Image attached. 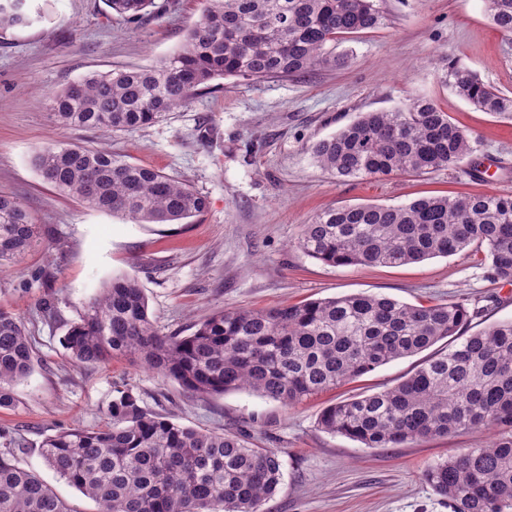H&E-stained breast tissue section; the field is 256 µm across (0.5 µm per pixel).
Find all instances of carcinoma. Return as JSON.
Segmentation results:
<instances>
[{
	"mask_svg": "<svg viewBox=\"0 0 512 512\" xmlns=\"http://www.w3.org/2000/svg\"><path fill=\"white\" fill-rule=\"evenodd\" d=\"M25 0H0V28L30 22ZM493 24L512 34V0H489ZM131 20L154 0H106ZM374 0H205L179 49L149 68L93 74L52 93L62 127L122 130L155 123L210 82L299 76L338 66L331 45L381 24ZM444 81L476 108L512 120V96L460 63ZM479 141L433 102L362 112L311 147L317 165L343 180L428 174L457 166ZM40 176L88 207L137 224H181L207 198L190 185L103 147L52 143L35 156ZM42 244L22 203L0 195V272ZM483 251L487 276L512 284V194L428 195L402 205L326 209L301 226L296 247L331 266L398 267ZM464 304L413 305L350 294L262 310L218 312L186 336H162L137 279L119 275L86 304L64 346L76 363L138 359L200 397L236 391L293 406L394 360L447 340L398 384L325 407L318 426L365 448H396L462 430L496 429L489 445L437 462L424 480L451 512H512V321L465 335ZM34 369L24 324L0 309V407ZM112 424L44 438L46 466L93 500L98 512H261L282 481L280 452L238 432L200 431L142 410L129 388L108 406ZM0 512H75L39 474L19 465L0 430Z\"/></svg>",
	"mask_w": 512,
	"mask_h": 512,
	"instance_id": "obj_1",
	"label": "carcinoma"
}]
</instances>
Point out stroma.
<instances>
[{"label":"stroma","instance_id":"obj_1","mask_svg":"<svg viewBox=\"0 0 512 512\" xmlns=\"http://www.w3.org/2000/svg\"><path fill=\"white\" fill-rule=\"evenodd\" d=\"M382 25L337 43L345 64L304 76L215 80L189 104L141 128L58 127L52 92L94 73L148 66L170 56L198 20L201 0H155L134 22L105 0H26L29 25L0 29V194L16 197L43 232L42 246L0 273V308L18 316L37 364L0 408L20 466L53 483L75 512L95 503L57 480L39 453L43 438L109 422L115 388H132L144 410L205 431L232 430L280 452L283 481L265 512H450L425 482L429 465L493 441L460 431L402 448H364L319 429L326 405L393 386L420 356L294 406L248 392L199 398L141 362L75 363L62 345L89 299L113 276L132 273L160 334H190L220 311L264 309L356 293L409 304L460 302L469 332L512 320V285L485 276L483 252L467 249L399 266H336L295 242L315 214L341 205H398L431 194L512 193V121L476 109L443 82L448 61L469 66L512 94V35L498 31L488 0H378ZM425 98L479 140L456 167L423 176L340 181L318 168L313 141L359 113ZM52 141L105 146L162 171L208 199L186 224H136L60 194L34 166ZM54 305L52 315L40 310Z\"/></svg>","mask_w":512,"mask_h":512}]
</instances>
